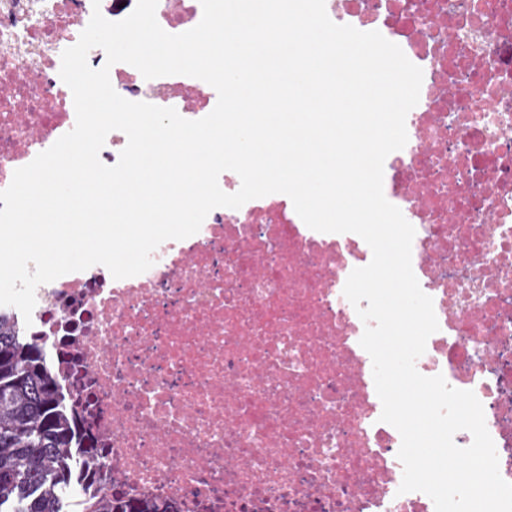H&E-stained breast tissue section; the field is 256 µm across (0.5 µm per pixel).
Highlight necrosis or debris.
<instances>
[{
  "mask_svg": "<svg viewBox=\"0 0 512 512\" xmlns=\"http://www.w3.org/2000/svg\"><path fill=\"white\" fill-rule=\"evenodd\" d=\"M137 0H0V190L76 123L63 51L93 11ZM330 19L378 31L423 71L408 141L383 191L414 227L411 262L439 329L416 361L481 402L512 483V0H325ZM200 0H158L168 33ZM131 101L207 116L200 79L107 65ZM144 273L102 265L39 285L41 337L82 434L107 451L112 492L174 512H435L400 492L401 436L382 422L365 324L344 296L372 259L357 234L322 233L274 193L219 207L167 240Z\"/></svg>",
  "mask_w": 512,
  "mask_h": 512,
  "instance_id": "4bbe7bcc",
  "label": "necrosis or debris"
}]
</instances>
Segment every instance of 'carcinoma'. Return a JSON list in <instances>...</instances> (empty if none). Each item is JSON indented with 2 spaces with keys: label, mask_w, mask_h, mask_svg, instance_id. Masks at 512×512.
I'll return each mask as SVG.
<instances>
[{
  "label": "carcinoma",
  "mask_w": 512,
  "mask_h": 512,
  "mask_svg": "<svg viewBox=\"0 0 512 512\" xmlns=\"http://www.w3.org/2000/svg\"><path fill=\"white\" fill-rule=\"evenodd\" d=\"M103 459V449L81 444L39 339L0 309V512H64L62 492L76 481L87 484L83 512H159L97 485Z\"/></svg>",
  "instance_id": "obj_1"
}]
</instances>
